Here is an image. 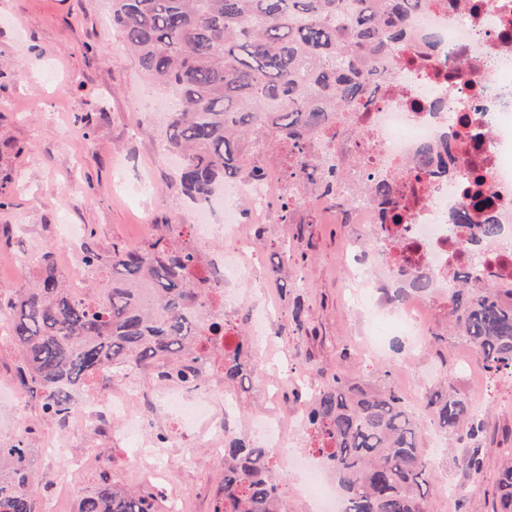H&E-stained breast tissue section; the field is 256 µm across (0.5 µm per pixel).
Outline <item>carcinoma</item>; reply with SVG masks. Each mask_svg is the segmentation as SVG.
<instances>
[{
    "label": "carcinoma",
    "mask_w": 512,
    "mask_h": 512,
    "mask_svg": "<svg viewBox=\"0 0 512 512\" xmlns=\"http://www.w3.org/2000/svg\"><path fill=\"white\" fill-rule=\"evenodd\" d=\"M430 0H110L112 25L134 53L140 71L174 96L165 128L168 147L183 156L181 187L195 201L244 171L242 149L267 126L295 156L301 173L306 135L360 108L370 62L395 53L407 17ZM492 216L477 225L475 243L498 235ZM83 262L102 272L87 298L70 294L53 261L41 256L35 283L0 300L19 354L27 396L60 420L78 394L109 363L148 366L167 360L180 379L202 382L194 364L209 339L224 335V310L213 277L196 273L195 255L175 244L171 225L144 243L112 245L103 257L86 247ZM457 340L491 375H512V303L489 283L448 290ZM224 354V383L251 373L247 336ZM309 425L325 447V466L339 489L343 512H427L434 487L421 434L432 428L472 448L454 458L469 482L484 470L485 423L452 391L425 392L423 413L411 412L389 385L369 386L340 376L312 401ZM285 477L273 454L232 436L224 448V481L213 512H283ZM38 475L26 437L0 440V512H37ZM498 512H512V466L496 483ZM75 512H159L155 496L103 473Z\"/></svg>",
    "instance_id": "1"
}]
</instances>
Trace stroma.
<instances>
[{"label": "stroma", "mask_w": 512, "mask_h": 512, "mask_svg": "<svg viewBox=\"0 0 512 512\" xmlns=\"http://www.w3.org/2000/svg\"><path fill=\"white\" fill-rule=\"evenodd\" d=\"M163 97L124 48L109 0H0V293L25 287L48 250L61 277L70 279L74 266L71 246L58 232L62 224L82 225L84 244L101 254L116 243L146 240L148 220L180 225L183 236L192 235L194 205L181 192L180 165L156 155L165 125L144 119L161 111ZM119 164L130 181L147 174L158 197L130 201L117 194L112 174ZM348 233V225L323 223L313 212L304 224L272 225L264 265L280 262L281 236L296 242L268 285L282 309L274 327L277 362L301 363L323 381L338 374L378 386L416 377L425 388L446 384L477 402L487 423L486 461L466 512H496L495 484L512 461V379L488 378L481 368L467 382L456 376V341L448 307L440 301L432 330L445 335V342L425 346L406 364L389 354L363 355L367 327L350 311L343 278ZM299 300L307 310L300 330L292 319ZM112 432L118 440L103 458L113 478L131 489L143 487L142 473L129 463L135 441L123 438L122 421H115ZM422 446L437 478L430 512H457L449 486L463 474L447 441L432 432ZM223 478V464L204 457L169 473L192 512H212Z\"/></svg>", "instance_id": "1"}]
</instances>
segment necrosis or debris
I'll return each mask as SVG.
<instances>
[{"label": "necrosis or debris", "mask_w": 512, "mask_h": 512, "mask_svg": "<svg viewBox=\"0 0 512 512\" xmlns=\"http://www.w3.org/2000/svg\"><path fill=\"white\" fill-rule=\"evenodd\" d=\"M405 32L403 48L377 62L366 109L337 113L335 126L307 138L309 175H292L287 146L267 129L256 132L245 154L259 169V178L242 176L225 184L217 197L223 223H210L209 205L201 206L191 248L200 254L201 271L219 267L229 279L258 273L263 225L301 223L310 208L333 223L351 225L345 266L355 311L363 317L391 312L410 338L406 353L413 354L422 348L430 305L412 293L390 307L391 283L367 279L372 255H381L390 269H404L407 275L428 274L443 295L460 273L470 283L491 281L512 291V0H432L427 11L409 17ZM424 151L433 154L434 166L424 173L413 171ZM383 180L400 188L401 223H385L387 202L360 191ZM477 195L489 199L488 211L471 210ZM286 200L292 211L285 217L277 207ZM466 208L470 223H457L456 213ZM488 213L501 224V232L492 242L472 246L475 226ZM217 235L230 237L231 250L202 252V242ZM224 325L225 336L211 339L197 364L208 383L187 387L164 378L162 363L151 368L160 377L159 392L170 419L135 460L148 484L166 483L155 463L159 455L181 448L185 454L180 461L187 464V449L204 448L220 458L233 432L279 449L280 468L313 471L308 455L288 451L285 436L290 428L308 431L306 410L277 411L258 422L235 424L236 402L224 392L220 369L225 352L238 342L235 301L224 303ZM136 371L133 364L118 376L104 369L89 383L87 401L72 409L65 426L42 430L43 454L59 463L56 481H66L72 470L91 477L101 469L95 454L72 455L74 436L90 430L110 441L121 414L127 431H141L142 421L129 405L139 401L151 409L155 403L141 398ZM103 384L109 393L101 399L97 391Z\"/></svg>", "instance_id": "1"}]
</instances>
